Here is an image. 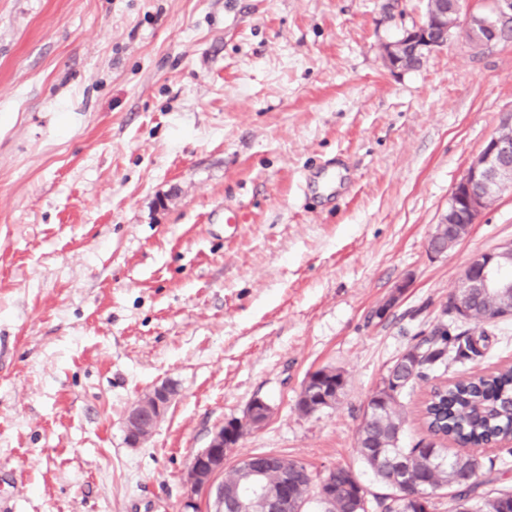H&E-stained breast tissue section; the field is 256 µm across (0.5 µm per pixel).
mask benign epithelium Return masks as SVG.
<instances>
[{"label": "benign epithelium", "mask_w": 512, "mask_h": 512, "mask_svg": "<svg viewBox=\"0 0 512 512\" xmlns=\"http://www.w3.org/2000/svg\"><path fill=\"white\" fill-rule=\"evenodd\" d=\"M438 14L425 13L419 24L405 31L404 43H390L384 47L383 60L392 71L400 69L397 58L406 49L413 56L423 59L447 45L454 29L463 25L468 38L476 45H487L499 38L507 25L512 23V0H486L487 9L475 7L471 0H440ZM512 190V115L508 116L499 130L492 136L472 160L460 180L454 185L448 198V210L441 215L439 224L430 236V253L441 255L452 243L448 242V228L455 223L457 214L467 216L468 224L476 223L478 217L489 205L488 195ZM512 264V243L474 256L461 274V290L454 297L459 308H464L466 289L482 288L494 291L511 288L512 280L503 276L504 265ZM174 390L163 383L150 393L139 398L130 408L124 429L126 440L134 448L147 441L171 401ZM336 403V388L330 387L313 393L308 398V410L318 412ZM267 403L254 399L244 417L234 419L218 428L206 448L190 461L186 478L191 490L217 488V500L224 503V485L215 484L224 475V464L228 455L245 433L262 426L265 420L259 418ZM240 472L247 474L248 493L243 495L234 512H250L255 499L275 500L288 497V479L274 487L267 479L263 468L249 458L239 461Z\"/></svg>", "instance_id": "7a95c632"}]
</instances>
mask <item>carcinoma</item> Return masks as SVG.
Listing matches in <instances>:
<instances>
[{"label":"carcinoma","mask_w":512,"mask_h":512,"mask_svg":"<svg viewBox=\"0 0 512 512\" xmlns=\"http://www.w3.org/2000/svg\"><path fill=\"white\" fill-rule=\"evenodd\" d=\"M466 308L462 318L482 322L495 304L478 293L468 298ZM485 339L483 331L477 336L467 331L452 335L438 328L403 354L372 393L368 404L386 409L377 417H363L357 447L377 482L391 493L372 494L349 468L336 466L323 475H309L301 461L281 455L273 457L275 469L269 479L275 480L280 469L297 476L292 498L295 512H306L311 503L318 512H331L332 505L336 512H424L435 508L433 499L440 492L448 496L453 512H512V489L488 495L478 492L484 467L494 469L497 460L505 465L512 456V364L460 377L433 391L423 410L431 440L421 439L410 448L402 445L403 400L414 385L450 359L464 364L481 356L479 343ZM492 439L502 443V456L496 459L471 452L450 454L443 447L445 441L481 446ZM395 458L405 463V483L390 464ZM423 483L428 497L421 504L413 497V485Z\"/></svg>","instance_id":"cac0c4a2"}]
</instances>
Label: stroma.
<instances>
[{"label": "stroma", "mask_w": 512, "mask_h": 512, "mask_svg": "<svg viewBox=\"0 0 512 512\" xmlns=\"http://www.w3.org/2000/svg\"><path fill=\"white\" fill-rule=\"evenodd\" d=\"M427 0H0V512H181L186 470L263 399L255 453L351 468L389 368L461 272L512 242V193L436 256L448 197L512 113V33L416 69L386 43ZM336 171V199L305 179ZM238 212L237 229L224 225ZM482 358L512 361V319ZM340 370L300 413L307 375ZM176 396L142 447L123 420ZM330 376H336V386L333 387L332 382L328 381V376H326L323 384L327 386H331L328 389V394L326 393V387L318 392L313 393L308 398V410L310 414L321 411L324 408L330 407L336 403L339 399L340 395L343 393L345 387V379L344 381L339 380V378L343 375L341 372L337 371L329 373Z\"/></svg>", "instance_id": "stroma-1"}]
</instances>
